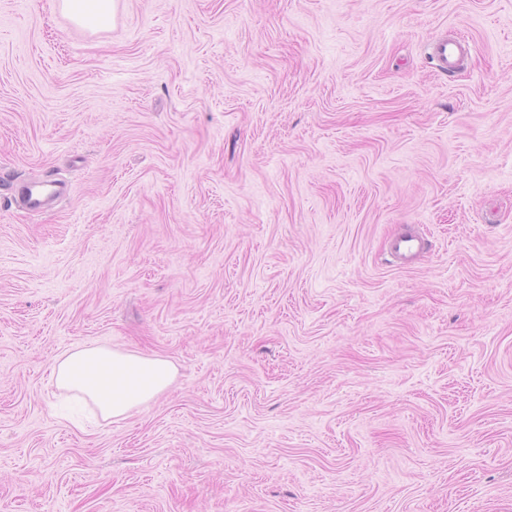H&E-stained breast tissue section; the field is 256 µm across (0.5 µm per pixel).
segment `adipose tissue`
<instances>
[{"mask_svg": "<svg viewBox=\"0 0 512 512\" xmlns=\"http://www.w3.org/2000/svg\"><path fill=\"white\" fill-rule=\"evenodd\" d=\"M52 376L57 388L80 392L94 401L104 418L119 419L162 393L175 369L160 357L90 346L63 353Z\"/></svg>", "mask_w": 512, "mask_h": 512, "instance_id": "obj_1", "label": "adipose tissue"}]
</instances>
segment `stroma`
<instances>
[{
  "label": "stroma",
  "mask_w": 512,
  "mask_h": 512,
  "mask_svg": "<svg viewBox=\"0 0 512 512\" xmlns=\"http://www.w3.org/2000/svg\"><path fill=\"white\" fill-rule=\"evenodd\" d=\"M2 169L0 512H512V0H0ZM112 0H63V9L78 24L98 27L105 24L114 13ZM467 46L458 39L439 38L431 46V58L441 71L451 72L467 55ZM65 191L56 181L42 180L22 184L17 191V198L22 207L30 213H40L51 202L58 200ZM424 239L416 232H409L397 236L389 242V252L392 257L403 263H409L419 249L422 247ZM52 376L57 388L92 399L105 419H119L162 393L172 383L175 369L160 357L90 346L63 353Z\"/></svg>",
  "instance_id": "obj_1"
}]
</instances>
